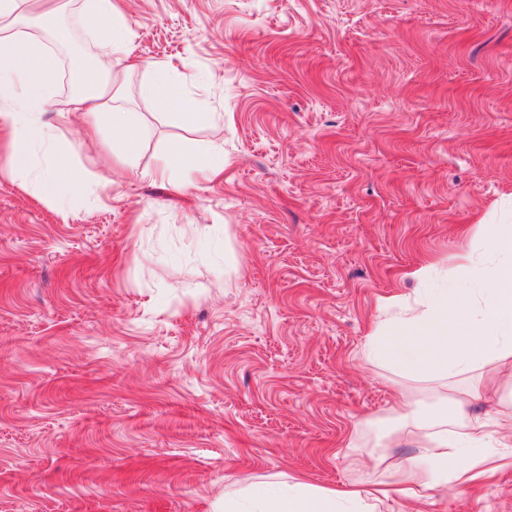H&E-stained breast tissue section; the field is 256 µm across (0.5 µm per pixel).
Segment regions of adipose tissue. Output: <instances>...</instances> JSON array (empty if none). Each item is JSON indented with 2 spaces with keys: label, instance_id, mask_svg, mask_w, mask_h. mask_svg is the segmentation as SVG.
I'll use <instances>...</instances> for the list:
<instances>
[{
  "label": "adipose tissue",
  "instance_id": "1",
  "mask_svg": "<svg viewBox=\"0 0 512 512\" xmlns=\"http://www.w3.org/2000/svg\"><path fill=\"white\" fill-rule=\"evenodd\" d=\"M64 0H0V131L10 135V165L25 177L36 145L50 144L54 127L44 119L60 58L40 36L26 31L34 17H63ZM81 20L97 54L79 75L71 110L86 118L91 133L112 130V152L126 167L137 164L142 123L126 105L128 79L135 70L132 32L116 0H82ZM151 78L141 83L143 97L195 125L212 121L198 103L180 91L175 65L151 64ZM203 174L205 166L183 143L170 142L153 180L171 183L174 171ZM480 237L505 261L494 267L485 288H458L452 294L426 296L404 316L378 325L366 339L369 361L391 368L407 381L430 385L436 402L423 410L409 407L384 435V445H414L415 453L395 466V479L381 474L385 458L357 454L349 465L375 470L376 478L333 488L299 481L278 487L245 488L224 500V512H392L403 501L420 507L432 489L445 486L457 495L471 494L484 479L512 467V393L502 394L490 415L463 413L481 389H498L512 379V227L480 225Z\"/></svg>",
  "mask_w": 512,
  "mask_h": 512
}]
</instances>
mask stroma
<instances>
[{"instance_id":"stroma-1","label":"stroma","mask_w":512,"mask_h":512,"mask_svg":"<svg viewBox=\"0 0 512 512\" xmlns=\"http://www.w3.org/2000/svg\"><path fill=\"white\" fill-rule=\"evenodd\" d=\"M142 63L181 61L222 121L184 125L138 93L136 168L45 121L82 190L22 182L0 143V512H217L248 484L368 480L397 402L369 361L416 268L472 288L512 226V0H120ZM224 171L179 193L149 173L172 140ZM423 512H512V468Z\"/></svg>"}]
</instances>
